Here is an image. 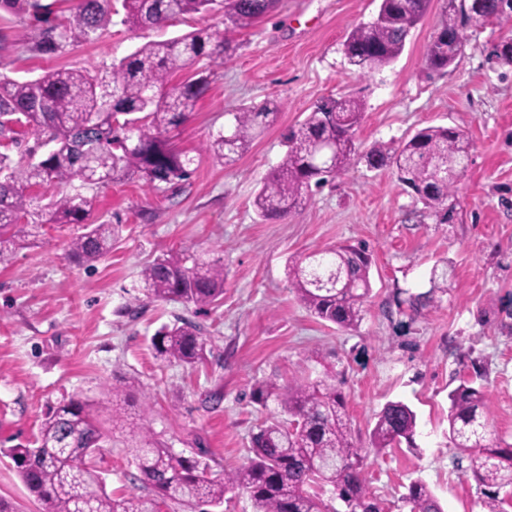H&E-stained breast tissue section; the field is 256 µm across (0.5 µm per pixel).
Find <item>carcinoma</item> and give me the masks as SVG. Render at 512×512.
<instances>
[{
  "mask_svg": "<svg viewBox=\"0 0 512 512\" xmlns=\"http://www.w3.org/2000/svg\"><path fill=\"white\" fill-rule=\"evenodd\" d=\"M34 0H0V9L28 15L46 27L39 48L60 55L89 41L112 16V0H75L69 13L56 14L54 4ZM430 0H380L377 13L355 25L343 43L348 63L368 72L395 61L412 29L425 17ZM224 6V37L200 29L165 40L149 41L112 63L110 81L88 72L48 70L35 79L0 78V139L20 144L26 136L34 154L44 139L53 143L45 157L15 164L0 154V266L11 262L23 220L45 218L51 224H82L85 232L68 244V258L90 265L112 250L120 225L90 221L96 196L87 191L120 177L137 178L152 189L183 181L194 159L176 149L169 130L193 111L207 87L200 74L177 76L195 60L224 58L233 50L235 33L253 27L275 0H122L121 24L131 30L161 28L169 22ZM471 9L486 21L512 20V0H472ZM463 0H446V18L426 46L428 67L440 71L453 64L466 26ZM278 107H243L230 113L229 128L219 131L205 150L227 161L246 152L270 124ZM363 103L351 97H327L314 104L298 127L285 133L286 151L256 193L253 206L262 221L297 211L304 192L335 180L356 155L355 133ZM470 156V141L459 129L428 126L397 148L383 145L366 154L372 168L392 166L398 180L416 199L450 221L448 203L455 181L438 178ZM51 191L47 212L31 210L32 191ZM371 260L350 244L327 247L288 264V280L296 298L316 318L353 329L364 317L370 296ZM142 287L150 298L179 301L198 310L224 295V264L218 259L177 254L142 266ZM165 362L192 366L206 348L201 330L189 323L161 326L151 339ZM274 398L285 420L259 427L251 435L250 457L224 478L211 476L209 466L163 448L153 438L148 410H143L138 440L130 448L136 479L153 496L116 497L106 490L95 456L107 436L92 410L71 399L56 407L40 429L35 448H11L9 454L41 512H157L174 501L189 512L219 507L231 489L246 492L255 512H334L323 498L330 486L347 512H381L361 477L362 452L346 420L345 396L334 379L267 385L255 399ZM448 438L454 447L473 454L470 476L480 490L482 512H505L512 493V444L487 437V394L482 386L463 381L448 394ZM416 414L405 403L384 406L371 432L376 451L401 443L415 447ZM405 502L410 512H442L428 486L415 481Z\"/></svg>",
  "mask_w": 512,
  "mask_h": 512,
  "instance_id": "cac0c4a2",
  "label": "carcinoma"
}]
</instances>
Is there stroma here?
<instances>
[{
	"mask_svg": "<svg viewBox=\"0 0 512 512\" xmlns=\"http://www.w3.org/2000/svg\"><path fill=\"white\" fill-rule=\"evenodd\" d=\"M379 0H279L252 28L236 33L231 59L193 64L209 88L172 133L194 158L189 180L151 192L130 179L97 189L94 220L122 236L90 265L66 257L79 224H28L21 248L0 266V498L14 512H40L6 449L34 446L48 412L75 398L100 413L113 386L129 388L128 422L150 408L156 440L174 453L209 463L214 475L249 455L250 437L279 417L261 405L263 385L330 375L347 399L354 443L368 449L362 477L385 512H409V484L423 480L444 512H481L471 460L448 440V394L479 380L488 396L491 438L512 443V64L496 46L512 26L471 22L462 52L448 68H428L425 49L445 0H431L400 57L368 73L350 66L342 44ZM199 28L223 31L221 13L131 30L120 21L64 55L35 50L30 21L0 10V73L30 79L50 69L105 74L136 46ZM327 96L365 104L349 169L312 189L297 213L259 221L252 201L281 160L282 135ZM278 106L273 124L247 153L224 163L205 150L241 106ZM427 126L463 130L469 166L455 185L454 218L442 223L416 201L392 167L370 168L373 146L397 147ZM363 246L372 293L357 328L314 317L288 283L291 260L338 244ZM221 259L224 296L206 311L156 301L140 286L143 264L169 251ZM448 263L446 289L430 273ZM433 292L412 311L409 297ZM197 324L206 359L193 368L161 361L151 338L163 324ZM416 414L414 447L371 451L370 433L389 402ZM124 427L113 428L96 465L108 492L148 495L137 482Z\"/></svg>",
	"mask_w": 512,
	"mask_h": 512,
	"instance_id": "stroma-1",
	"label": "stroma"
}]
</instances>
